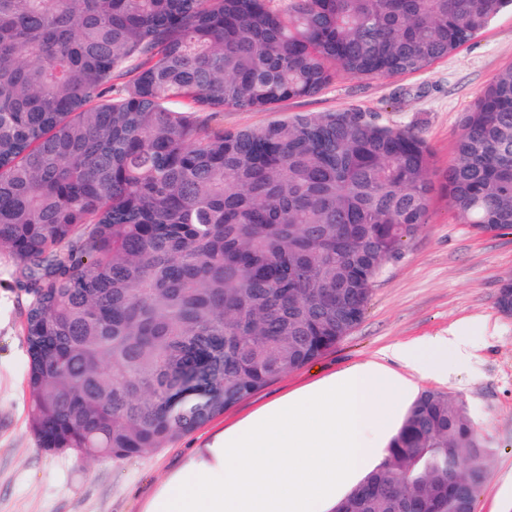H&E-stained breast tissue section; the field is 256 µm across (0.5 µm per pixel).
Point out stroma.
Returning <instances> with one entry per match:
<instances>
[{
  "label": "stroma",
  "instance_id": "1",
  "mask_svg": "<svg viewBox=\"0 0 512 512\" xmlns=\"http://www.w3.org/2000/svg\"><path fill=\"white\" fill-rule=\"evenodd\" d=\"M512 66V9L495 15L469 43L413 74H338L316 96L271 112L225 111V128L257 127L302 112H362L377 123L420 131L434 173L453 163L461 119L502 69ZM19 265L0 253V512H147L169 478L208 445L265 404L396 343L447 334L466 336L472 357L418 390L462 397L491 448L489 476L476 512H512V316L497 304L512 278V233L480 234L434 198L430 222L376 277L362 322L316 361L272 381L190 434L124 460L81 461L44 452L30 429L28 357L22 324L28 297Z\"/></svg>",
  "mask_w": 512,
  "mask_h": 512
}]
</instances>
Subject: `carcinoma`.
Instances as JSON below:
<instances>
[{
  "instance_id": "obj_1",
  "label": "carcinoma",
  "mask_w": 512,
  "mask_h": 512,
  "mask_svg": "<svg viewBox=\"0 0 512 512\" xmlns=\"http://www.w3.org/2000/svg\"><path fill=\"white\" fill-rule=\"evenodd\" d=\"M512 0H0V251L20 266L39 446L121 461L310 364L442 192L512 231V68L436 182L360 112L226 129L336 75L421 71ZM497 303L512 315V279ZM491 449L461 398L410 405L334 512H475Z\"/></svg>"
}]
</instances>
